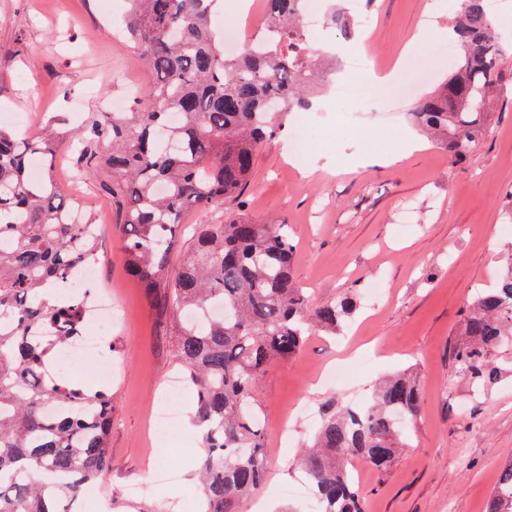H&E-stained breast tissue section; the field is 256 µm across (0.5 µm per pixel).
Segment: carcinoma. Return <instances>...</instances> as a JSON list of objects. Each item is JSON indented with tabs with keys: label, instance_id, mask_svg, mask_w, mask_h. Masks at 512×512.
I'll return each mask as SVG.
<instances>
[{
	"label": "carcinoma",
	"instance_id": "cac0c4a2",
	"mask_svg": "<svg viewBox=\"0 0 512 512\" xmlns=\"http://www.w3.org/2000/svg\"><path fill=\"white\" fill-rule=\"evenodd\" d=\"M125 36L155 75L138 107L104 114L79 140L83 172L105 171L123 224L127 272L173 312L176 357L196 393L193 421L205 452L196 474L204 512H237L264 483L266 454L258 375L302 348L313 327L334 332L355 310L350 298L312 305L294 276L287 224H259L227 211L220 224L193 228L173 270V231L188 209L211 210L251 187L257 154L292 112L311 110V88L332 58L303 29L307 0H266L276 36L224 54L212 27L214 0H128ZM325 24L349 38L362 24L331 8ZM450 29L459 49L448 78L417 101L422 133L457 159L482 137L497 86L512 69L487 0H455ZM60 133L17 138L0 128V512H81L85 487L109 469L112 391L49 372L62 347L81 335V303L69 293L77 267L99 260V225L79 219L45 170ZM221 305L231 315L187 320ZM453 346L458 374L474 396L495 384L493 353L512 341V250L496 283L467 302ZM422 396L410 374L385 378L361 406H323L314 444L299 466L312 512H362L346 462L379 474L392 465ZM489 512H512V464Z\"/></svg>",
	"mask_w": 512,
	"mask_h": 512
}]
</instances>
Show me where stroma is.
Segmentation results:
<instances>
[{"label": "stroma", "instance_id": "1", "mask_svg": "<svg viewBox=\"0 0 512 512\" xmlns=\"http://www.w3.org/2000/svg\"><path fill=\"white\" fill-rule=\"evenodd\" d=\"M125 0H0V124L24 133L54 125L63 134L54 175L71 202L102 224L99 279L119 313L112 325V375L94 363L77 382L112 388L111 468L95 487L97 502L130 500L191 512L200 493L193 472L203 453L192 420L194 396L180 398L182 419L169 447L154 442L155 416L181 380L170 318L158 311L124 267L117 210L100 176H77L71 141L98 117L104 99H123L152 74L114 25ZM370 23L354 43L374 66H395L407 83L431 90L448 72L451 0H371ZM437 31L427 47L410 48L420 30ZM346 54L325 74L320 107L329 111L301 160L285 149L291 127L261 149L253 185L240 208L255 220L289 225L297 246L294 273L311 300L355 298L343 335L312 333L293 358L256 382L268 470L256 499L275 512H307L295 492L296 460L314 432L318 411L367 398L385 374L412 369L423 403L408 446L386 475L354 461L364 512H486L503 469L512 463V350L495 357L504 371L488 398L474 400L451 350L468 297L494 284L512 246L502 201L512 190V80L504 81L487 134L460 159L419 135L406 112L382 116L390 86L361 82L349 100L333 97L346 74ZM411 138L416 148L394 165L376 156Z\"/></svg>", "mask_w": 512, "mask_h": 512}]
</instances>
